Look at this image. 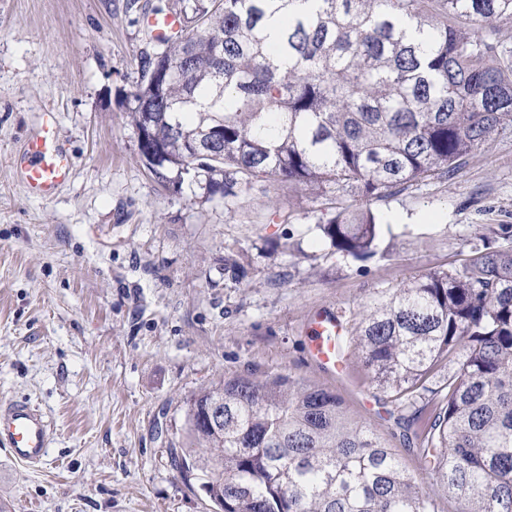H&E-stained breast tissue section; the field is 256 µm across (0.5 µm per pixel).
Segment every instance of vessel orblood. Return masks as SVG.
Listing matches in <instances>:
<instances>
[{"label": "vessel or blood", "instance_id": "1", "mask_svg": "<svg viewBox=\"0 0 512 512\" xmlns=\"http://www.w3.org/2000/svg\"><path fill=\"white\" fill-rule=\"evenodd\" d=\"M16 164L21 182L34 195L48 198L70 174V156L54 134L50 118H43L39 130L25 142ZM338 327L334 315L319 321L314 351L319 359L341 368L336 349ZM52 426L42 410L26 401L0 405V448L19 464L38 466L48 455Z\"/></svg>", "mask_w": 512, "mask_h": 512}]
</instances>
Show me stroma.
Returning a JSON list of instances; mask_svg holds the SVG:
<instances>
[{
    "mask_svg": "<svg viewBox=\"0 0 512 512\" xmlns=\"http://www.w3.org/2000/svg\"><path fill=\"white\" fill-rule=\"evenodd\" d=\"M168 3L0 0V404L33 403L54 431L42 467L0 452V512H220L181 466L184 410L247 373L334 391L419 471L393 392L351 347L332 375L310 327L324 311L353 324L382 292L460 267L472 240L512 224V136L448 180L376 202L365 262L321 238L335 191L264 180L228 208L204 185L162 182L129 112L141 56L162 49L145 20ZM46 112L73 165L42 199L11 159ZM274 209L287 223H269Z\"/></svg>",
    "mask_w": 512,
    "mask_h": 512,
    "instance_id": "stroma-1",
    "label": "stroma"
}]
</instances>
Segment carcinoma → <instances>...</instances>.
Wrapping results in <instances>:
<instances>
[{
  "label": "carcinoma",
  "mask_w": 512,
  "mask_h": 512,
  "mask_svg": "<svg viewBox=\"0 0 512 512\" xmlns=\"http://www.w3.org/2000/svg\"><path fill=\"white\" fill-rule=\"evenodd\" d=\"M176 15L182 30L141 59L132 93L146 165L227 205L259 178L357 196L358 214L318 224L355 259L375 254L371 202L444 181L512 134V0H177ZM352 336L393 390L420 472L335 393L239 375L185 409L182 462L221 512H435L428 481L456 512H512V246L481 236L460 268L373 299Z\"/></svg>",
  "instance_id": "obj_1"
}]
</instances>
